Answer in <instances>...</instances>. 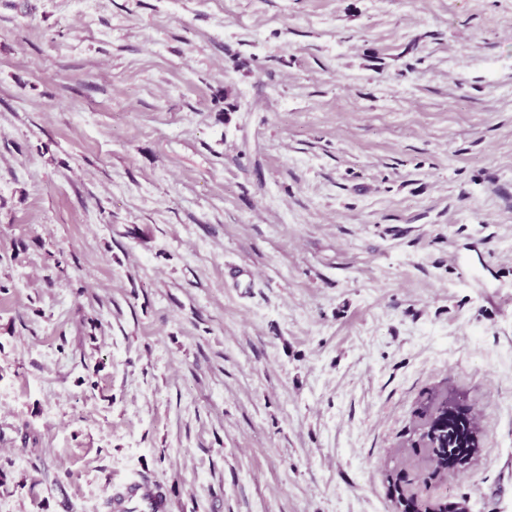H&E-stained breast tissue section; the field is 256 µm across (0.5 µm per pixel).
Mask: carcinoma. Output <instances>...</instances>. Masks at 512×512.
<instances>
[{"mask_svg":"<svg viewBox=\"0 0 512 512\" xmlns=\"http://www.w3.org/2000/svg\"><path fill=\"white\" fill-rule=\"evenodd\" d=\"M420 437L424 456L421 468L424 480H431L450 469L463 468L477 452V431L467 414H448L440 399L428 402L419 414ZM416 478L398 473L388 479V492L402 512H460L458 503L431 500L410 490Z\"/></svg>","mask_w":512,"mask_h":512,"instance_id":"1","label":"carcinoma"}]
</instances>
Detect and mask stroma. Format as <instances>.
I'll list each match as a JSON object with an SVG mask.
<instances>
[{"instance_id":"1","label":"stroma","mask_w":512,"mask_h":512,"mask_svg":"<svg viewBox=\"0 0 512 512\" xmlns=\"http://www.w3.org/2000/svg\"><path fill=\"white\" fill-rule=\"evenodd\" d=\"M512 512V0H0V512ZM420 437L412 445L423 444V483L448 471L464 468L476 454L477 431L466 413L448 415L439 398L431 399L419 414ZM416 479H419V475L416 474L412 478L400 476L399 471L388 479L389 495L402 508V512H466L456 509L459 502L419 497L410 490V486L415 483ZM166 507V501L144 480L127 484L124 491L112 501L114 512H165Z\"/></svg>"}]
</instances>
